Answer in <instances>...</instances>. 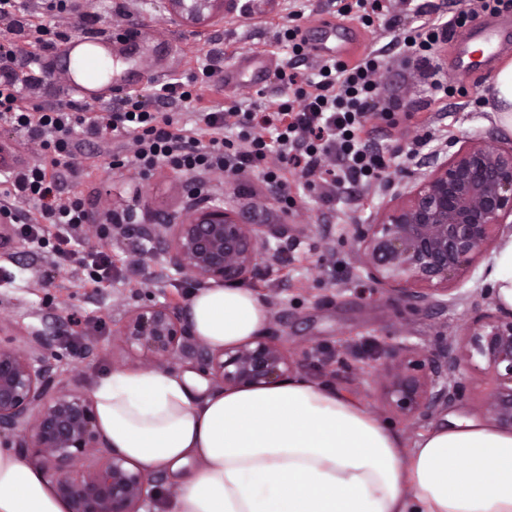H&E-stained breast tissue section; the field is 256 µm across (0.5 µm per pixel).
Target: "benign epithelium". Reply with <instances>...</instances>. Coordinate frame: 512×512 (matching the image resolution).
<instances>
[{
    "instance_id": "1",
    "label": "benign epithelium",
    "mask_w": 512,
    "mask_h": 512,
    "mask_svg": "<svg viewBox=\"0 0 512 512\" xmlns=\"http://www.w3.org/2000/svg\"><path fill=\"white\" fill-rule=\"evenodd\" d=\"M160 11L197 32L224 20V0H160ZM194 203L175 224H142L141 235L166 244L169 265L190 273L199 288L236 284L259 262L285 261L288 235L271 243L267 225L246 220L222 199L185 188ZM512 143L488 144L471 137L449 156L435 151L430 170L395 190L372 224H355L352 245L374 288L401 292L416 303L440 306L469 301L462 337L439 336L424 355L406 342L382 349L394 371L386 392L389 406L421 424L442 408L470 395L466 373L488 371L482 396L487 418L512 429V310L492 293L453 296L488 247L512 235ZM117 335L127 350L177 361L197 359L222 388L260 385L289 374L288 356L260 337L222 351L201 348L177 302L128 309ZM0 341V435L49 474L68 512H140L160 477L109 447L93 401L70 391L50 361L48 339L23 337L26 348ZM94 448L103 460L86 471L74 463Z\"/></svg>"
}]
</instances>
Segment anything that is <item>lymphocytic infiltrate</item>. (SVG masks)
<instances>
[{
  "instance_id": "1",
  "label": "lymphocytic infiltrate",
  "mask_w": 512,
  "mask_h": 512,
  "mask_svg": "<svg viewBox=\"0 0 512 512\" xmlns=\"http://www.w3.org/2000/svg\"><path fill=\"white\" fill-rule=\"evenodd\" d=\"M511 9L512 0H467L447 18L439 10L416 5L404 17L388 19L389 27L401 30L388 51H371L349 62L323 60L308 70L298 67L307 57V41L297 25L282 35L297 65L274 74L287 95L263 93L255 102L209 105L203 92L177 80L151 87L146 94L127 91L116 107L103 110L77 100L63 107L34 102L36 67L64 34L41 20L18 21V31L28 35L26 44L0 34V126L26 130L39 141L42 153L34 166L0 173V193L32 206L26 214L10 215L23 240L39 248L47 237H55L58 254L86 269L83 285L93 289L111 282L116 262L108 243L92 250L81 245L77 233L92 223L93 213L84 197L61 191L69 177L93 172L92 167L80 171L73 164L80 141L132 135L136 148L120 164L143 179L163 164L185 174L258 170L264 183L279 192L285 210L294 208L292 188L301 183L335 205L348 190L387 175L384 150L368 126L371 113L384 118L399 109L397 101H377L376 77L386 65V53L419 70L431 104L443 103L455 93L437 55L449 31Z\"/></svg>"
}]
</instances>
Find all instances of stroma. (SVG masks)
I'll use <instances>...</instances> for the list:
<instances>
[{"label": "stroma", "instance_id": "1", "mask_svg": "<svg viewBox=\"0 0 512 512\" xmlns=\"http://www.w3.org/2000/svg\"><path fill=\"white\" fill-rule=\"evenodd\" d=\"M303 30L325 20L356 35L352 55L378 50L392 39L383 20L372 27L342 16L337 0H303ZM26 11L42 16L51 26L69 35L82 32L83 14L96 18L95 38L108 42L112 56L124 64L138 87L168 79H186L200 64L213 68L208 97L227 104L252 96L249 88L229 89L224 71L248 54L264 53L274 66L285 64L287 51L276 48V28L288 24L290 0H254L251 14L242 6L224 15L208 35L163 16L153 0H77L73 10L47 11L45 0H24ZM450 44L439 49V63L457 92L443 112L423 109L427 90L418 76L389 63L381 79L384 98L399 99L401 110L393 122L372 119L374 135L390 160L391 180L409 182L417 167H405L401 154L414 140H422L423 156L436 145L434 134L449 137L479 136L496 143L511 136L500 128L489 111H474L471 100L490 96L494 73L476 66L470 78L457 77ZM132 137L87 142L98 168L92 177H73L63 185L67 195L87 198L96 218L110 211L127 210L137 223L158 224L180 217L190 203L181 185L186 177L169 168L158 169L147 180L131 170L114 166L112 157L129 154ZM208 193L235 209L255 216L262 224L288 227V261L285 265L259 266L246 285L269 306L267 337L290 357L293 373L308 375L336 391L360 399L382 419L396 423L407 443L422 429L395 414L386 400L391 371L377 358L378 344L388 336H400L427 352L437 336L461 334L466 306L411 307L395 292L374 293L360 265L358 254L347 241L351 225L369 224L387 203V190L370 185L337 199L328 207L313 191L303 190L290 214H283L275 193L260 176H209ZM114 255L124 266L101 293L85 291L86 271L60 259L53 241L34 251L21 238L0 249V327L25 336L41 333L51 343V360L63 372L70 389L89 394L102 374L115 368H140L153 360L128 352L112 324L133 306L170 299L189 304L195 291L189 273L168 265L157 243L139 244L133 233L109 237Z\"/></svg>", "mask_w": 512, "mask_h": 512}]
</instances>
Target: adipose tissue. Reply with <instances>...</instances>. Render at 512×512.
<instances>
[{
	"mask_svg": "<svg viewBox=\"0 0 512 512\" xmlns=\"http://www.w3.org/2000/svg\"><path fill=\"white\" fill-rule=\"evenodd\" d=\"M268 304L199 289L188 320L219 351L265 335ZM92 398L110 448L175 488L165 512H512V431L444 417L406 444L358 399L302 375L211 388L201 372L116 368ZM0 512H67L54 482L0 444Z\"/></svg>",
	"mask_w": 512,
	"mask_h": 512,
	"instance_id": "obj_1",
	"label": "adipose tissue"
}]
</instances>
